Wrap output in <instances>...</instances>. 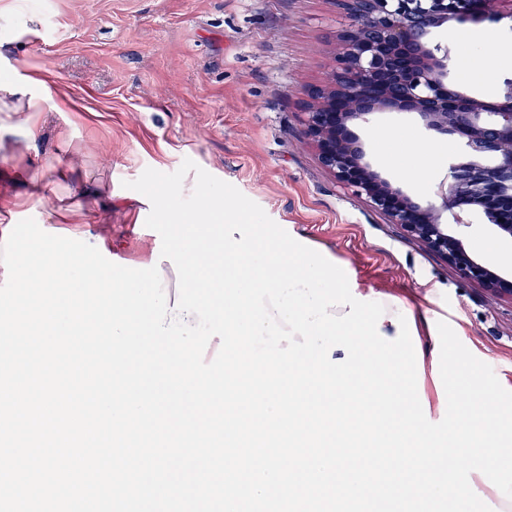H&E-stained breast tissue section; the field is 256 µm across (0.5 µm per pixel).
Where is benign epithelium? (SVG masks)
I'll use <instances>...</instances> for the list:
<instances>
[{
  "instance_id": "obj_1",
  "label": "benign epithelium",
  "mask_w": 512,
  "mask_h": 512,
  "mask_svg": "<svg viewBox=\"0 0 512 512\" xmlns=\"http://www.w3.org/2000/svg\"><path fill=\"white\" fill-rule=\"evenodd\" d=\"M348 25L339 34L331 80L308 92L305 136L321 166L365 198L388 223L440 256L459 275L512 299V275L466 247L461 214L478 213L512 242V77L495 100L453 86L448 46L433 33L455 22L512 19V0H338ZM414 115L430 134L456 135L467 160L415 199L377 171L359 126L387 113ZM454 223H448V216Z\"/></svg>"
}]
</instances>
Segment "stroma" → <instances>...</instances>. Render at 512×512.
Here are the masks:
<instances>
[{
    "instance_id": "obj_1",
    "label": "stroma",
    "mask_w": 512,
    "mask_h": 512,
    "mask_svg": "<svg viewBox=\"0 0 512 512\" xmlns=\"http://www.w3.org/2000/svg\"><path fill=\"white\" fill-rule=\"evenodd\" d=\"M0 205L15 220L59 227L96 244L111 234L114 263L138 268L160 249L151 204L129 189L145 169L191 159L257 203L292 237L329 257L350 281L413 313L416 354L432 358L447 322L463 345L512 385V300L464 280L439 256L330 176L303 139L305 88L323 82L347 18L335 0H0ZM464 71V90L499 95L512 65V20L437 29ZM44 114L23 123L29 99ZM369 157L415 197L428 196L465 151L437 135L425 181L404 164L427 138L410 115L360 129ZM464 242L503 268L512 244L471 215Z\"/></svg>"
}]
</instances>
